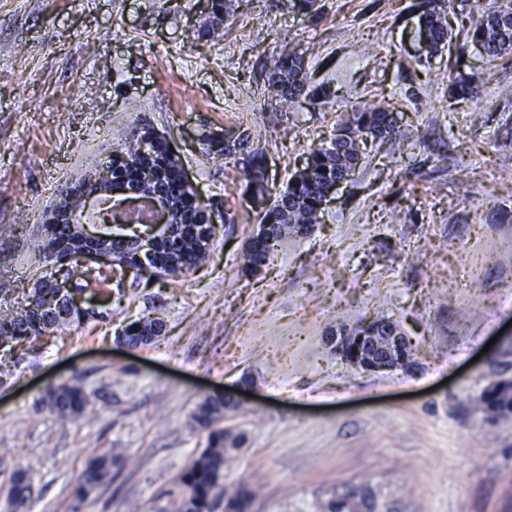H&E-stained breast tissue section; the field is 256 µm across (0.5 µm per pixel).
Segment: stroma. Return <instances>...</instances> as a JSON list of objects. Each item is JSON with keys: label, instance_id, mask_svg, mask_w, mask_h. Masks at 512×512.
Wrapping results in <instances>:
<instances>
[{"label": "stroma", "instance_id": "35a3bbf8", "mask_svg": "<svg viewBox=\"0 0 512 512\" xmlns=\"http://www.w3.org/2000/svg\"><path fill=\"white\" fill-rule=\"evenodd\" d=\"M417 0H0V308L16 307L48 266L43 226L66 187L92 176L144 126L165 135L218 226L206 260L180 277L94 280L112 301L35 349H0V512H177L178 480L207 445L202 398L250 394L223 427L247 441L224 486L247 485L251 512H512V415L482 410L512 381V52L488 57L466 33L481 6L452 0L453 42L426 57ZM464 58H457V44ZM293 51L312 88L285 104L268 87ZM474 75L479 93L449 83ZM390 104L401 153L367 149L313 232L278 240L242 274L259 228L250 135L280 192L360 100ZM162 335L128 349L131 322ZM375 319L395 322L415 368L353 367L327 343ZM79 376L91 403L74 417L45 405ZM111 449L121 467L84 501L76 477ZM33 494L8 504L13 468Z\"/></svg>", "mask_w": 512, "mask_h": 512}]
</instances>
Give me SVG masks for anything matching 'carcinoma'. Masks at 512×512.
Wrapping results in <instances>:
<instances>
[{
  "label": "carcinoma",
  "mask_w": 512,
  "mask_h": 512,
  "mask_svg": "<svg viewBox=\"0 0 512 512\" xmlns=\"http://www.w3.org/2000/svg\"><path fill=\"white\" fill-rule=\"evenodd\" d=\"M419 13V33L433 56L453 40L444 10L436 0H421L416 5ZM470 42L481 47L494 58L512 51V0H497L495 4L476 18L470 29ZM269 90L275 96L292 101L305 91L307 72L304 60L296 54H283L274 63L268 80ZM478 93L471 77H462L450 87V96L458 99L473 98ZM381 140L396 146L399 130L394 125L393 112L382 105H359L346 113L338 124L336 136L327 145L311 149L307 166L295 172L285 189L276 196L270 195L266 184L262 154L254 152L244 179L252 189L255 208L259 211L260 225L267 228L264 238L251 242L244 252L242 272L255 274L266 264L271 254V242L279 238L281 228L292 227L296 233L318 223L330 188L357 167L361 160L360 145L367 140ZM170 191L177 192L182 206L197 211L200 205L193 196L186 194L174 179L167 180ZM199 223L185 224L176 217V229L180 245L172 250L163 244L155 250L154 258L170 268L175 276L183 275L205 261L207 252L203 240L209 232L204 215H198ZM56 301L47 299L43 289L33 288L26 305L17 311L0 312V346L11 347L22 342H33L42 336H51L59 329L79 319L52 313ZM163 324L158 319L146 318L129 324L120 339L128 344L146 345L161 336ZM45 400L61 417L81 414L90 404L78 378L73 377L51 387ZM231 407L218 398L207 396L193 415L194 424L208 432L206 448L179 478L180 497L178 512H214L219 497H224V512H250L254 491L243 485L228 493H220L224 468L233 453L245 441L242 433H234L219 426L224 412ZM484 410L504 416L512 414V382L499 383L484 396ZM119 458L108 449L89 457L76 479L75 495L83 499L94 491L117 466ZM33 487L28 472L22 468L13 471L9 497L17 505L25 504Z\"/></svg>",
  "instance_id": "carcinoma-1"
}]
</instances>
